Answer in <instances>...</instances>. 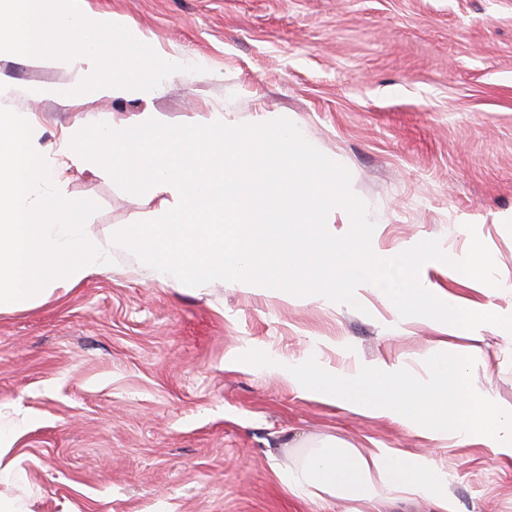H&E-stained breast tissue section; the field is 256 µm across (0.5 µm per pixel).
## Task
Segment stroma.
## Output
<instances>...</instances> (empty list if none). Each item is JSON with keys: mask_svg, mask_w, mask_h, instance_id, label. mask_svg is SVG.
<instances>
[{"mask_svg": "<svg viewBox=\"0 0 512 512\" xmlns=\"http://www.w3.org/2000/svg\"><path fill=\"white\" fill-rule=\"evenodd\" d=\"M146 44L198 65L165 79L151 103L89 93L33 102L27 89L70 88L64 68L0 57L11 86L0 107L38 115L33 142L57 161L66 130L131 123L151 108L167 124L195 112L248 123L287 118L352 175L385 255L425 239L467 253L474 224L512 312V0H82ZM69 192L97 202L90 230L151 219L162 196L119 189L108 172L71 169ZM419 278L462 304L478 285L440 262ZM359 306L216 286L205 296L158 285L129 251L112 268L47 301L0 314V415L24 413L13 454L41 495L37 512H371L338 500L320 510L287 484L325 438L389 448L448 474L456 512H512V457L481 444H441L378 416L316 399L266 369L316 357L351 370L384 360L425 376L437 344L479 347L474 387L512 411V333L479 342L440 322Z\"/></svg>", "mask_w": 512, "mask_h": 512, "instance_id": "stroma-1", "label": "stroma"}]
</instances>
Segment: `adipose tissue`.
<instances>
[{
  "label": "adipose tissue",
  "mask_w": 512,
  "mask_h": 512,
  "mask_svg": "<svg viewBox=\"0 0 512 512\" xmlns=\"http://www.w3.org/2000/svg\"><path fill=\"white\" fill-rule=\"evenodd\" d=\"M293 489L316 497L365 500L379 506L395 499L428 497L454 512L447 481L425 462L383 450L364 453L328 441L288 475Z\"/></svg>",
  "instance_id": "obj_1"
}]
</instances>
